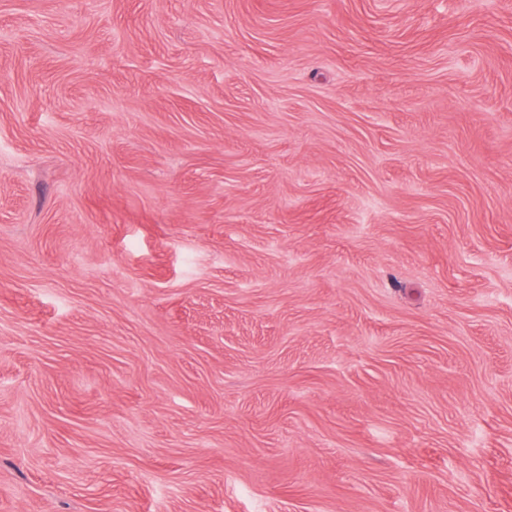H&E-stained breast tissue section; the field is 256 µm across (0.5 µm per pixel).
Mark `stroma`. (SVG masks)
I'll use <instances>...</instances> for the list:
<instances>
[{"instance_id": "obj_1", "label": "stroma", "mask_w": 512, "mask_h": 512, "mask_svg": "<svg viewBox=\"0 0 512 512\" xmlns=\"http://www.w3.org/2000/svg\"><path fill=\"white\" fill-rule=\"evenodd\" d=\"M0 512H512V0H0Z\"/></svg>"}]
</instances>
